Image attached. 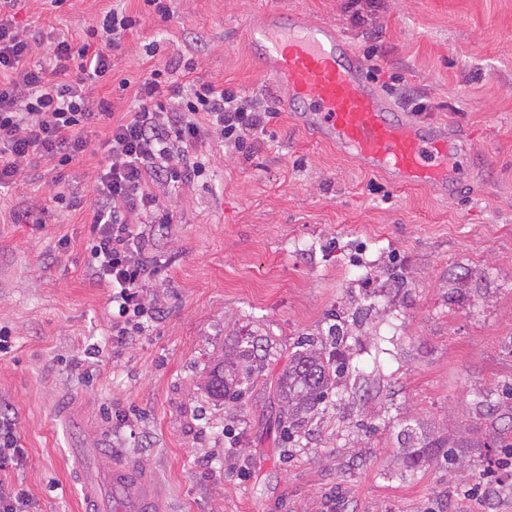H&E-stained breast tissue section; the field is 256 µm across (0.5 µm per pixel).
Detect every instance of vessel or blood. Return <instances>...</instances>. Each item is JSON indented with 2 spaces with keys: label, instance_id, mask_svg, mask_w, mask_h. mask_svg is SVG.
I'll use <instances>...</instances> for the list:
<instances>
[{
  "label": "vessel or blood",
  "instance_id": "1",
  "mask_svg": "<svg viewBox=\"0 0 512 512\" xmlns=\"http://www.w3.org/2000/svg\"><path fill=\"white\" fill-rule=\"evenodd\" d=\"M250 39L283 106L317 141L395 185H425L452 195L460 151L456 138L445 128L428 130L403 118L333 25L270 10L252 26ZM107 478L117 512H155V488L137 471L115 464Z\"/></svg>",
  "mask_w": 512,
  "mask_h": 512
}]
</instances>
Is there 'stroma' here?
Listing matches in <instances>:
<instances>
[{"mask_svg":"<svg viewBox=\"0 0 512 512\" xmlns=\"http://www.w3.org/2000/svg\"><path fill=\"white\" fill-rule=\"evenodd\" d=\"M140 26L112 53L92 97L113 118L135 103L150 67L254 97L275 109L263 147L245 156L212 140L205 175L173 191L170 227L154 231L159 312L112 344L109 291L90 287L88 151L61 170L30 169L0 191V416L24 450L0 483L25 488L35 512H80L71 467H138L162 512H512V473L489 447L512 424V0H382L355 26L345 0H168L160 21L145 0H122ZM113 0H20L32 34L77 35ZM301 11L334 25L381 90L413 121L457 135L458 186L444 198L360 171L311 143L280 109L246 36L262 10ZM428 104L425 112L415 103ZM113 118L92 125L98 142ZM62 175L82 200L22 215ZM367 308L341 348L348 372L333 402L292 441L274 388L297 342ZM256 335L267 366L236 401L199 389L214 356ZM97 364L79 365L88 345ZM480 448L459 469L409 472L402 432Z\"/></svg>","mask_w":512,"mask_h":512,"instance_id":"35a3bbf8","label":"stroma"}]
</instances>
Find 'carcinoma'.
I'll use <instances>...</instances> for the list:
<instances>
[{"label":"carcinoma","mask_w":512,"mask_h":512,"mask_svg":"<svg viewBox=\"0 0 512 512\" xmlns=\"http://www.w3.org/2000/svg\"><path fill=\"white\" fill-rule=\"evenodd\" d=\"M352 333V326L335 324L326 336L297 343V350L291 355L288 370L282 374L278 389L288 414V436H293L307 419L328 403L329 394L336 388L337 379L345 374L347 365L336 356L327 354V350ZM261 350L258 339L253 337L235 354L218 355L201 387L217 401L239 399L249 388L253 377L261 375L265 369V355ZM486 447L488 443L478 439H463L450 444L410 434L407 446L400 449V455L404 465L413 471L439 459L451 469L459 463V449Z\"/></svg>","instance_id":"obj_1"}]
</instances>
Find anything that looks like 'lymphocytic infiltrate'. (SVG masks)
Segmentation results:
<instances>
[{"label": "lymphocytic infiltrate", "mask_w": 512, "mask_h": 512, "mask_svg": "<svg viewBox=\"0 0 512 512\" xmlns=\"http://www.w3.org/2000/svg\"><path fill=\"white\" fill-rule=\"evenodd\" d=\"M17 0H0V188L14 185L34 163L59 168L90 146L86 130L110 115L90 86L112 75V52L140 23L125 9L106 12L82 44L60 36L50 62H32L35 43L16 22ZM148 72L138 105L113 122L101 148L106 161L92 177L88 281L112 292V342L126 344L156 309L145 290V252L164 194L202 174L199 148L216 139L244 154L262 143L270 108L218 83L164 87Z\"/></svg>", "instance_id": "1"}]
</instances>
